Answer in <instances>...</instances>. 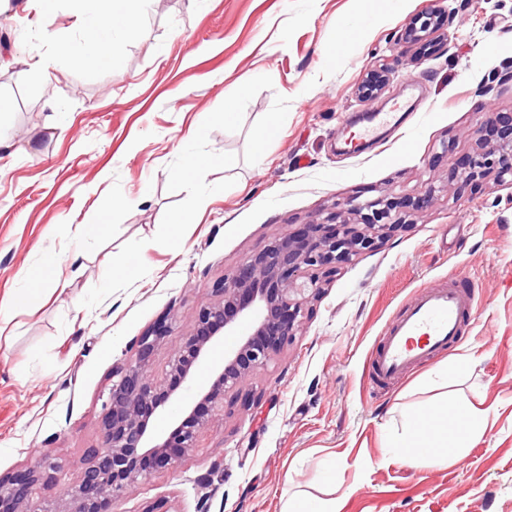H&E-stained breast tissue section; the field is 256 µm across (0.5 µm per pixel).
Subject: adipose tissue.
I'll return each mask as SVG.
<instances>
[{
    "instance_id": "ef3b65f1",
    "label": "adipose tissue",
    "mask_w": 512,
    "mask_h": 512,
    "mask_svg": "<svg viewBox=\"0 0 512 512\" xmlns=\"http://www.w3.org/2000/svg\"><path fill=\"white\" fill-rule=\"evenodd\" d=\"M86 10V29L80 40L59 43L57 53L91 67L111 63L112 30L132 27L142 0H77ZM489 411L469 404L446 403L428 412L424 422L409 420L399 446L403 459L424 456L432 461L445 459L448 440L458 434L460 440L479 437L486 426Z\"/></svg>"
}]
</instances>
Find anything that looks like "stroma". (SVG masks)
Wrapping results in <instances>:
<instances>
[{
	"mask_svg": "<svg viewBox=\"0 0 512 512\" xmlns=\"http://www.w3.org/2000/svg\"><path fill=\"white\" fill-rule=\"evenodd\" d=\"M427 5L143 0L111 64L89 68L56 55L82 34L75 0H58L51 39L33 0H0V98L12 106L0 113V298L14 300L0 321V473L36 454L77 481L113 366L160 318L187 332L214 282L289 225L351 200L427 195L405 228L338 266L302 335L250 379L259 403L236 405L117 510L164 498L170 512H281L299 493L340 512H512V187L461 192L443 177L484 113L512 110V0H454L449 47L408 66L418 98L398 75L373 106L355 96L372 65L406 51L396 37ZM400 105L414 117L364 153L336 150L347 118ZM272 122L278 136L256 146ZM193 152L216 159L195 184L182 175ZM102 212V235L85 237ZM49 263L54 278L31 296V272ZM452 272L472 276L478 299L458 342L375 381L386 326ZM448 392L489 408L482 436L440 463H404L396 436Z\"/></svg>",
	"mask_w": 512,
	"mask_h": 512,
	"instance_id": "35a3bbf8",
	"label": "stroma"
}]
</instances>
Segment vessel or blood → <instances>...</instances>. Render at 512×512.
Masks as SVG:
<instances>
[{
  "mask_svg": "<svg viewBox=\"0 0 512 512\" xmlns=\"http://www.w3.org/2000/svg\"><path fill=\"white\" fill-rule=\"evenodd\" d=\"M478 301L455 283L424 285L386 330L374 364L379 377L393 379L409 366L452 344Z\"/></svg>",
  "mask_w": 512,
  "mask_h": 512,
  "instance_id": "1",
  "label": "vessel or blood"
}]
</instances>
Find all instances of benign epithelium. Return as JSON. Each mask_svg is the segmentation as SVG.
<instances>
[{
  "mask_svg": "<svg viewBox=\"0 0 512 512\" xmlns=\"http://www.w3.org/2000/svg\"><path fill=\"white\" fill-rule=\"evenodd\" d=\"M453 18L447 0H431L397 41L428 55L446 41L443 29ZM408 63L397 54L370 68L355 89L357 99L368 105L378 100ZM492 173L498 183L512 186L511 111L482 117L475 149L449 178L461 187L477 186ZM430 202L427 195L358 203L350 212L360 217L364 233L336 223L334 214L320 223L298 224L217 281L214 300L200 307L176 341H170L173 323L158 320L112 371L99 446L87 453L79 480L59 487L64 464L40 460L1 473L0 512H114L140 484L191 455L199 435L221 414L231 413L241 399L249 403L244 386L302 334L305 305L320 296L336 265L403 227L400 209L419 210ZM168 343L170 359L157 376L153 361ZM218 347L224 358L214 362L211 354Z\"/></svg>",
  "mask_w": 512,
  "mask_h": 512,
  "instance_id": "7a95c632",
  "label": "benign epithelium"
}]
</instances>
